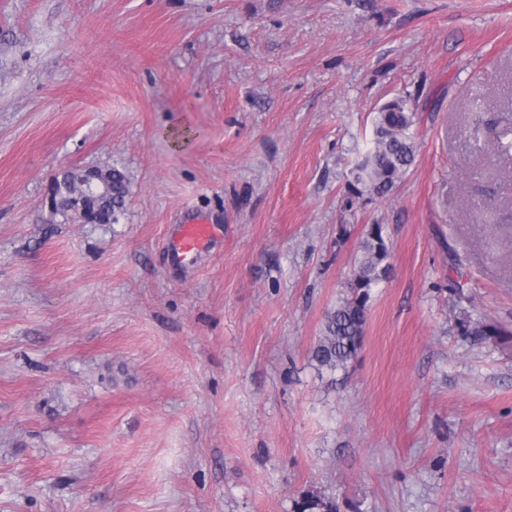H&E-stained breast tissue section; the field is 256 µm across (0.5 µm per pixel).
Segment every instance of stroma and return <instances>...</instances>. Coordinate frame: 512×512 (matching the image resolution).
Returning <instances> with one entry per match:
<instances>
[{
  "mask_svg": "<svg viewBox=\"0 0 512 512\" xmlns=\"http://www.w3.org/2000/svg\"><path fill=\"white\" fill-rule=\"evenodd\" d=\"M396 98L416 160L350 201ZM110 167L115 223L48 203L62 171ZM193 220L213 234L174 261ZM373 223L389 276L358 356L319 375ZM311 491L512 512V0H0V512Z\"/></svg>",
  "mask_w": 512,
  "mask_h": 512,
  "instance_id": "obj_1",
  "label": "stroma"
}]
</instances>
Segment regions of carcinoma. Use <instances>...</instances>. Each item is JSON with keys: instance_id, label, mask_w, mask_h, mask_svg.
Returning a JSON list of instances; mask_svg holds the SVG:
<instances>
[{"instance_id": "cac0c4a2", "label": "carcinoma", "mask_w": 512, "mask_h": 512, "mask_svg": "<svg viewBox=\"0 0 512 512\" xmlns=\"http://www.w3.org/2000/svg\"><path fill=\"white\" fill-rule=\"evenodd\" d=\"M419 123L420 115L404 99L391 100L379 109L373 145L351 171V198H383L396 188L415 162ZM106 175L111 181V193L97 202L86 196L77 172L64 174L53 186L56 210L66 216L82 206L88 213L98 215L99 223H112L114 214L125 206L127 184L124 174L117 169L108 170ZM360 249L348 291L327 312L321 336L312 350L311 358L320 374L344 371L357 357L368 321L371 294L390 271L391 244L384 225H366ZM463 334L486 341L498 336L488 326L469 321L463 325ZM295 512H337V505L334 499L313 492L295 503Z\"/></svg>"}]
</instances>
